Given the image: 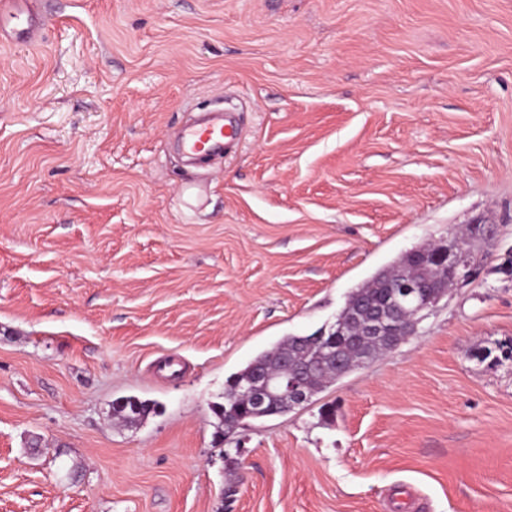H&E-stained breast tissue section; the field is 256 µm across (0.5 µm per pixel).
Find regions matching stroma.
I'll return each mask as SVG.
<instances>
[{"mask_svg": "<svg viewBox=\"0 0 512 512\" xmlns=\"http://www.w3.org/2000/svg\"><path fill=\"white\" fill-rule=\"evenodd\" d=\"M26 15L37 42L0 36V512H512V0ZM215 106L237 144L190 163ZM470 224L496 238L414 336L216 437L231 374ZM127 396L156 412L122 425Z\"/></svg>", "mask_w": 512, "mask_h": 512, "instance_id": "35a3bbf8", "label": "stroma"}]
</instances>
